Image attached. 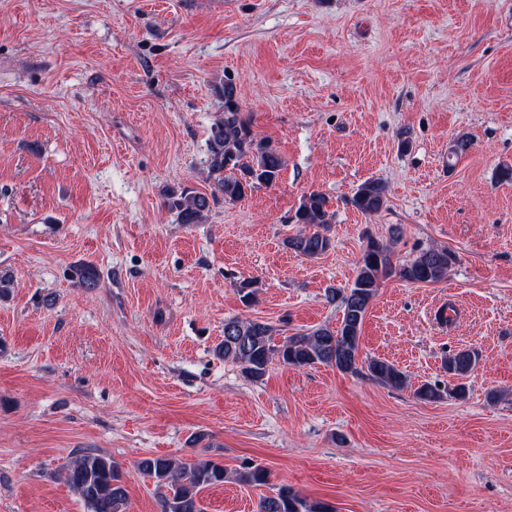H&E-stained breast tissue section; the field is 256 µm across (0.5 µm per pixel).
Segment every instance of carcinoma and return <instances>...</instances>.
Returning <instances> with one entry per match:
<instances>
[{"label": "carcinoma", "instance_id": "obj_1", "mask_svg": "<svg viewBox=\"0 0 512 512\" xmlns=\"http://www.w3.org/2000/svg\"><path fill=\"white\" fill-rule=\"evenodd\" d=\"M222 100L223 111L212 124L208 136L206 172L212 181L210 194L182 188L166 194L165 204L182 224L203 223L210 204L217 198L238 202L259 186L270 187L279 180L283 160L267 140L253 136L250 123L242 116L237 102L236 86L226 81L215 88ZM386 200V186L378 180L363 183L351 203L362 213L374 214ZM329 199L320 192L305 195L295 212L294 223L318 227L314 232H299L288 238L287 245L307 257L324 253L331 244L323 233L332 223ZM454 256L446 248H431L402 265L392 262L390 250L377 240L367 241L357 275L348 288L330 290L328 299L338 303L342 311L340 324L326 325L287 336L274 342V328L257 319L231 318L224 321V340L217 354L237 364L250 379L258 381L273 361L288 367L307 368L328 365L343 373L357 374L366 366L376 381L392 388L407 383L405 373L393 364L379 359L362 362L358 358L360 333L370 303L382 279L397 274L412 283H438L448 275ZM259 288L255 280H243L237 286L241 302L249 306L256 300ZM474 350H460L446 356L443 369L460 380L452 387L423 384L416 395L429 402L444 398L461 400L467 387L461 383L478 365ZM138 471L154 482L160 512H205L201 492L221 485L227 477L224 465L210 459H175L147 456L136 462ZM61 478L85 505L87 512H126L128 495L119 466L111 458L82 451L64 468ZM236 480L250 486L267 484L268 472L259 465L244 466L236 472ZM260 512H334L327 503L310 502L282 485L264 496Z\"/></svg>", "mask_w": 512, "mask_h": 512}]
</instances>
